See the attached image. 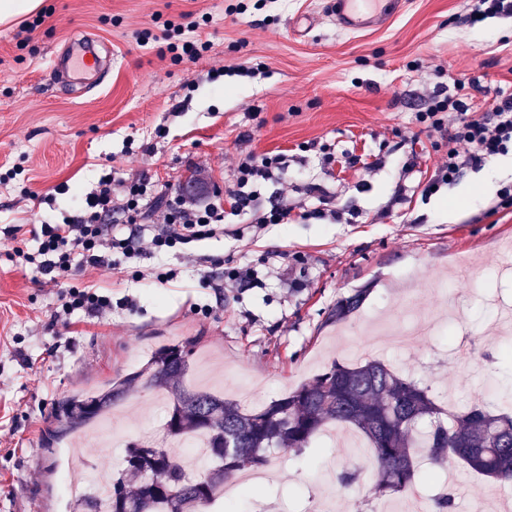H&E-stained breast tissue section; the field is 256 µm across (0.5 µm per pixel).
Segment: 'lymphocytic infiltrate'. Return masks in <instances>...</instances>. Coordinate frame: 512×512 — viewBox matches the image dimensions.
<instances>
[{
	"label": "lymphocytic infiltrate",
	"mask_w": 512,
	"mask_h": 512,
	"mask_svg": "<svg viewBox=\"0 0 512 512\" xmlns=\"http://www.w3.org/2000/svg\"><path fill=\"white\" fill-rule=\"evenodd\" d=\"M184 18V23L166 24L157 33L137 32V44L157 43L158 56L176 64L199 59L211 43L199 36L200 23L193 13H185ZM177 32L182 40H174ZM418 120L448 145L445 160L422 189L426 197L434 188L456 181L463 168L481 167L487 158L512 150L511 93L488 91L478 103L470 84L456 79L436 87ZM270 180L283 186L288 183V164L282 154L240 155L223 190L206 197L184 195L179 184L158 182L146 171L132 176L112 170L77 199L74 210L41 224L33 234L38 243L35 250L15 244L7 255L29 272L34 283L58 286L51 325H69L76 313L99 319L111 312L112 294L80 282L86 270L114 269L133 259L222 236L230 216L251 224L325 217L330 200L316 184L310 190L319 196L317 208L296 211L281 200L259 208L257 186Z\"/></svg>",
	"instance_id": "f902f5d3"
}]
</instances>
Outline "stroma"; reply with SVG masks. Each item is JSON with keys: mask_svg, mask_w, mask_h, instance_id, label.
Wrapping results in <instances>:
<instances>
[{"mask_svg": "<svg viewBox=\"0 0 512 512\" xmlns=\"http://www.w3.org/2000/svg\"><path fill=\"white\" fill-rule=\"evenodd\" d=\"M227 15L225 0H43L53 14L18 49L17 26L0 25V236L21 225L30 238L42 222L72 209L74 195L95 185L108 168L149 171L162 180L186 175L188 163L208 169L207 186L230 176L240 153H287L294 185L288 201L316 206L304 185L335 193L339 221L228 224L223 236L184 251L130 261L121 270H89L85 280L130 296L136 312L113 306L111 315L71 327H50L57 288L33 283L0 251V512H69L61 476L70 438L43 439L56 403L97 392L137 370L160 346L190 341L193 367L185 383L249 392L259 405L282 398L324 365L352 362V350L377 341L379 358L428 385L438 404L465 409L482 400L504 406L489 392H512V334L493 322L484 299L512 304V279L491 266L512 242V206L499 192L512 187V169L490 159L429 197L417 190L446 151L416 120L426 97L448 78L512 93V19L470 24L468 0H408L386 28L346 33L329 0H268L263 10ZM207 15L200 31L212 48L193 62L172 64L138 46L135 31L180 13ZM112 48V68L92 90L52 87L56 47L76 33ZM259 67L253 77L208 83L213 67ZM167 131L156 135L157 128ZM250 140H240L242 132ZM311 142L334 147L332 171L321 167ZM418 165L403 172L409 153ZM381 158L362 174L352 156ZM23 180L5 176L14 165ZM68 193H57L59 184ZM408 199L392 204L397 185ZM44 197L31 208L21 187ZM250 267L257 280L216 297L208 284L225 270ZM173 269L177 280L157 287L146 274ZM360 312L331 322L336 303L359 289ZM467 310L465 321L442 326L412 348L392 346L384 330L392 310L407 301L439 311L443 293ZM468 339L478 367L451 361ZM160 413L155 393L132 391L113 414L122 440ZM353 467L361 481L345 499L374 501L367 458L315 439L304 455L277 452L273 484L238 503L240 512H307L323 457Z\"/></svg>", "mask_w": 512, "mask_h": 512, "instance_id": "obj_1", "label": "stroma"}]
</instances>
